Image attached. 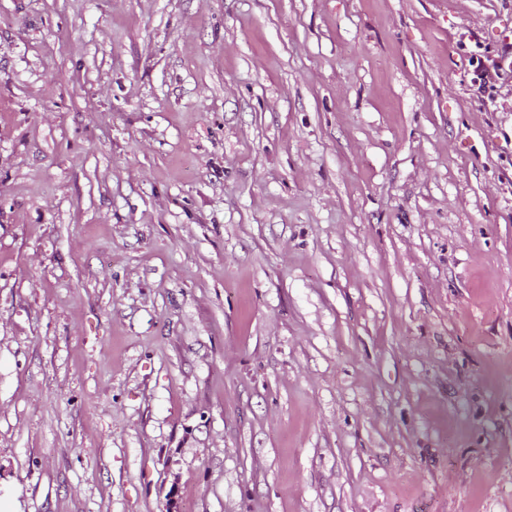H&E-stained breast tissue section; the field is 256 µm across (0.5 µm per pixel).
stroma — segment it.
Wrapping results in <instances>:
<instances>
[{"label": "stroma", "mask_w": 512, "mask_h": 512, "mask_svg": "<svg viewBox=\"0 0 512 512\" xmlns=\"http://www.w3.org/2000/svg\"><path fill=\"white\" fill-rule=\"evenodd\" d=\"M512 0H0V503L512 512Z\"/></svg>", "instance_id": "1"}]
</instances>
